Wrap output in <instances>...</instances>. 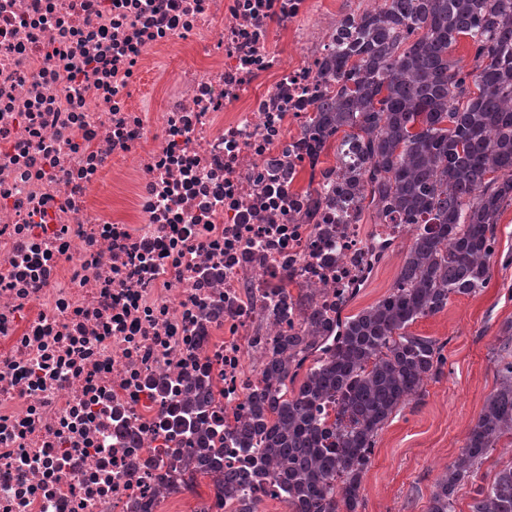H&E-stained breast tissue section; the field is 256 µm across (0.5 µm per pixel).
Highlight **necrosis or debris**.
I'll use <instances>...</instances> for the list:
<instances>
[{
    "label": "necrosis or debris",
    "instance_id": "necrosis-or-debris-1",
    "mask_svg": "<svg viewBox=\"0 0 512 512\" xmlns=\"http://www.w3.org/2000/svg\"><path fill=\"white\" fill-rule=\"evenodd\" d=\"M313 0H0V512H191L161 496L216 380L228 432L250 358L337 317L407 224L297 188L335 29ZM289 38L300 60L276 49ZM215 389V390H214ZM217 390V391H216ZM194 395L192 397V400L188 403L187 406V413L190 414L188 419L194 420L192 423V430L196 431L198 430V425L203 420V417H205V414L202 416H196L201 414L202 411H204L205 408H215L219 406V394L220 391L218 390V386L214 385L213 383H210L208 385H205L204 382H198V384L194 387ZM195 415V416H193Z\"/></svg>",
    "mask_w": 512,
    "mask_h": 512
}]
</instances>
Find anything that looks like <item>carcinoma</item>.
<instances>
[{
    "mask_svg": "<svg viewBox=\"0 0 512 512\" xmlns=\"http://www.w3.org/2000/svg\"><path fill=\"white\" fill-rule=\"evenodd\" d=\"M338 28L345 47L324 60L329 92L301 135L316 157L334 149L324 174L349 176L358 212L368 207L374 223L414 230L393 287L346 318L334 343L320 341L325 326L310 316L263 360L267 385L249 397L236 442L245 452L257 442L253 473L282 487L289 512H358L380 431L443 373L442 345L409 327L486 287L494 224L512 201V0H383L344 15ZM462 35L473 50L468 70L448 56ZM313 354L303 382L288 389ZM219 394L200 382L188 403L199 431L188 485L199 473L211 477L213 498L200 512H223L226 502L255 512L240 475L219 462L224 438L198 429ZM505 435L512 360L436 481L428 512H456L461 482ZM470 512H512V463L478 491Z\"/></svg>",
    "mask_w": 512,
    "mask_h": 512,
    "instance_id": "cac0c4a2",
    "label": "carcinoma"
}]
</instances>
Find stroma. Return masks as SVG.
Returning <instances> with one entry per match:
<instances>
[{
    "label": "stroma",
    "mask_w": 512,
    "mask_h": 512,
    "mask_svg": "<svg viewBox=\"0 0 512 512\" xmlns=\"http://www.w3.org/2000/svg\"><path fill=\"white\" fill-rule=\"evenodd\" d=\"M496 261L486 288L452 299L443 312L415 322L413 333L442 344L444 374L428 382L420 398L386 422L362 482L359 512H427L435 482L457 457L487 397L498 385L503 337L512 327V204H504L495 226ZM401 240L372 278L347 303L351 316L392 288L407 252ZM512 462V437L504 436L472 477L462 483L457 512H469L480 488Z\"/></svg>",
    "instance_id": "1"
}]
</instances>
